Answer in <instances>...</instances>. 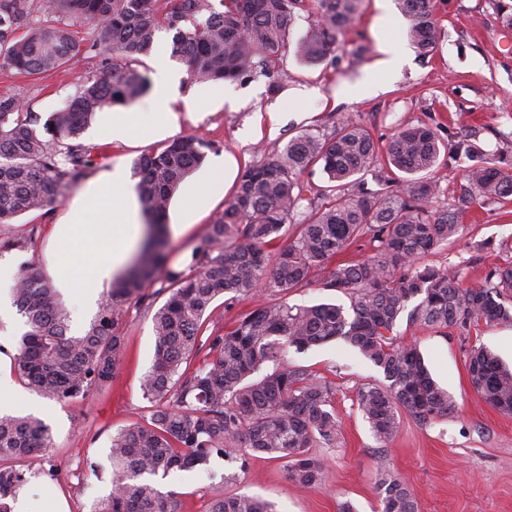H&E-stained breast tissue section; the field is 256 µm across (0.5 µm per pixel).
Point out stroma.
Masks as SVG:
<instances>
[{"label":"stroma","instance_id":"1","mask_svg":"<svg viewBox=\"0 0 512 512\" xmlns=\"http://www.w3.org/2000/svg\"><path fill=\"white\" fill-rule=\"evenodd\" d=\"M434 2L439 22L434 54L420 55L410 45L408 22L399 9H392L386 19L378 0H364L355 27L324 61L306 65L288 57L276 94L269 92L268 79L260 75L233 83L188 84L185 65L173 59L179 73L175 88L162 100L149 92L132 109L145 121L155 112L176 113V124L162 135L123 143L103 138L100 119H93L82 139L99 147L105 158L89 172V179L116 165L131 169L141 153L191 135L210 142L206 159L229 156L242 168L263 161L302 133L332 132L343 116L383 141L407 125L434 127L451 145L468 133L490 157L512 165V51L506 47L512 29L503 27L496 0ZM384 39L404 45L407 52L405 63L392 74L375 67ZM97 66L93 58L77 68L30 79L0 65V96L22 99L45 120L74 94L80 76ZM234 191V186H226L223 195L210 199L192 216L186 213L183 192H176L165 219L169 267L186 265L206 237L212 217L223 211ZM76 196V191H69L50 211L24 214L0 225L5 236L22 234L35 224L41 228L35 248L2 251L0 259L20 274L44 271L49 257L47 230L65 215ZM461 222L462 236L432 255V263L463 270L467 281L476 284L489 264L512 262V250L483 247L489 240L496 245L512 243V200L474 204ZM177 224L186 225L184 234L174 233ZM397 332L404 341L418 342L435 379L454 398L458 410L448 419L422 427L403 415L396 438L380 447L355 401L357 388L376 381L379 374L345 345L329 343L288 356L320 376L328 368L336 370L340 439L336 447L312 451L324 470L322 484L297 488L288 477L286 461L257 454L237 470L232 482H224V462L216 458L206 466L157 477L159 489L173 493L178 512H208L211 488L217 483L223 484L225 494L269 501L276 512H338L346 500L356 512H379L375 482L378 471L386 468L409 483L421 512H512V415L481 399L466 367L471 347L479 344L512 365V327L483 325L476 331L452 329L442 335L403 320ZM122 334L125 359L108 388L84 401H51V411L43 420L50 427L52 446L19 492L27 512H46L53 500L63 502L67 512H90L93 501L107 494L112 438L139 421L148 405L140 379L154 354L151 313H133Z\"/></svg>","mask_w":512,"mask_h":512}]
</instances>
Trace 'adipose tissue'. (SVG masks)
Returning a JSON list of instances; mask_svg holds the SVG:
<instances>
[{
	"label": "adipose tissue",
	"instance_id": "ef3b65f1",
	"mask_svg": "<svg viewBox=\"0 0 512 512\" xmlns=\"http://www.w3.org/2000/svg\"><path fill=\"white\" fill-rule=\"evenodd\" d=\"M170 112L157 113L142 122L135 116H106L103 131L112 139L126 141L155 133L174 122ZM140 230L137 208L121 167H113L89 182L83 196L51 230V259L46 274L62 291L98 299L125 266L130 247Z\"/></svg>",
	"mask_w": 512,
	"mask_h": 512
}]
</instances>
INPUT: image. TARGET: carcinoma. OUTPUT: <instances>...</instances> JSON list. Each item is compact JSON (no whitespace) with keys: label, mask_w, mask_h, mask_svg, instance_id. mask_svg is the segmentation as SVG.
I'll return each mask as SVG.
<instances>
[{"label":"carcinoma","mask_w":512,"mask_h":512,"mask_svg":"<svg viewBox=\"0 0 512 512\" xmlns=\"http://www.w3.org/2000/svg\"><path fill=\"white\" fill-rule=\"evenodd\" d=\"M362 0H39L47 20L32 18L34 0H0V63L35 76L80 62L73 30L80 21L98 31L89 50L99 57L66 108L39 123L17 98L0 97V224L49 210L105 158L81 135L104 109L130 106L150 81L132 66L148 55L156 33H172L174 55L187 66L188 84L272 77L292 54L304 63L324 60L354 26ZM407 35L422 55L437 45L433 0H398ZM298 11L315 17L293 42ZM210 143L175 138L133 161L136 190L148 224L161 231L171 198ZM448 146L427 125L398 130L387 141L340 119L329 134L306 132L240 173L233 196L209 225L204 242L181 269L161 268L164 242L149 238L143 255L112 285L97 317L81 335L69 334L67 314L52 282L25 273L14 304L25 318L15 364L25 383L56 400L86 399L110 386L125 353L122 326L133 310L153 311L155 354L141 380L147 414L112 438L110 490L94 512H177L176 500L153 481L159 473L190 471L214 457L246 464L268 454L288 459V476L301 488L324 481L309 449L336 446L340 424L336 384L288 362V353L342 342L357 350L383 380L358 387L356 403L383 446L397 436L403 413L429 426L457 410L432 378L419 347L401 340L398 321L422 327L469 330L482 323L512 326V264H494L481 283L465 284L461 271L425 262L448 247L476 202L512 196V171L474 142L454 152L469 160L466 186L448 208H435L433 179ZM320 169L328 185L306 198L300 180ZM379 170V189L362 176ZM307 205H302V202ZM368 240L370 254L336 262L353 243ZM27 234L0 237V249H30ZM308 286L344 293L340 304H290L288 293ZM226 330L213 316L219 298L231 305L266 294ZM167 296L158 308L156 299ZM419 302L408 308L413 299ZM199 359L192 370L182 365ZM470 384L499 412L512 414V368L485 346L471 348ZM51 447L45 422L0 415V512L28 481L29 465ZM381 512H419L398 473L379 474ZM208 512H272L247 495L213 488Z\"/></svg>","instance_id":"obj_1"}]
</instances>
